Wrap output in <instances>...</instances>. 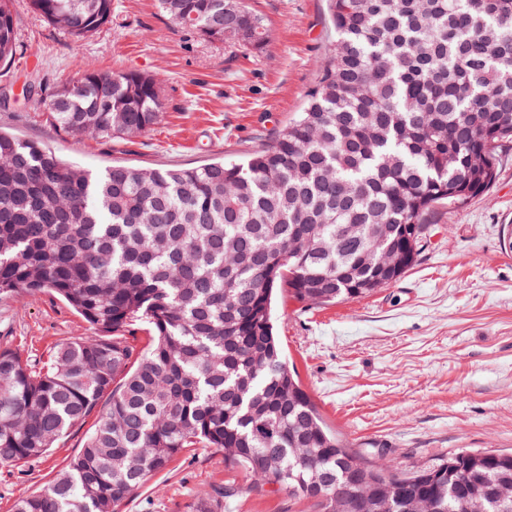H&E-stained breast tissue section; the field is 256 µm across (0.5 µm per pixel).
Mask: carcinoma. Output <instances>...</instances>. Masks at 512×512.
Masks as SVG:
<instances>
[{
    "mask_svg": "<svg viewBox=\"0 0 512 512\" xmlns=\"http://www.w3.org/2000/svg\"><path fill=\"white\" fill-rule=\"evenodd\" d=\"M336 37L303 110L242 160L91 172L36 141L0 132V298L60 297L91 335L31 364L0 348V466L47 453L97 414L81 451L14 512H119L188 448L272 484L319 512L379 483L403 503L501 512L470 485L512 459L468 473L472 453L410 473L369 460L331 430L283 354L272 299H360L383 274L381 229L415 263L438 206L495 182L512 143V0H327ZM198 37L259 47L266 31L239 0H158ZM83 41L110 22L112 0H30ZM237 22L254 31L230 39ZM17 53L11 0H0V63ZM161 80L83 66L46 105L67 134L127 139L155 125ZM148 331L138 349L125 333ZM218 486L191 512H224Z\"/></svg>",
    "mask_w": 512,
    "mask_h": 512,
    "instance_id": "obj_1",
    "label": "carcinoma"
}]
</instances>
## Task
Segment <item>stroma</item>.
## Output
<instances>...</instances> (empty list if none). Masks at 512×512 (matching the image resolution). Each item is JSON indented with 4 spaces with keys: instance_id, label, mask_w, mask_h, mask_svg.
<instances>
[{
    "instance_id": "stroma-1",
    "label": "stroma",
    "mask_w": 512,
    "mask_h": 512,
    "mask_svg": "<svg viewBox=\"0 0 512 512\" xmlns=\"http://www.w3.org/2000/svg\"><path fill=\"white\" fill-rule=\"evenodd\" d=\"M112 21L72 41L14 0L18 48L0 64V129L53 147L97 172L115 163L152 169L240 159L270 141L303 108L333 39L324 0H243L267 28L260 48H228L182 30L155 0H113ZM159 75L162 114L131 140L64 135L45 103L73 80L78 62ZM436 230L415 265L371 295L330 306L278 304L284 353L326 424L370 458L411 472L462 450L512 451V147L495 183L458 208L431 214ZM88 323L50 293L0 300V346L30 362L89 335ZM89 417L47 455L0 466V512L41 490L83 447ZM240 494L224 512H314L277 486L251 489L212 448L181 453L121 512H190L213 486Z\"/></svg>"
}]
</instances>
